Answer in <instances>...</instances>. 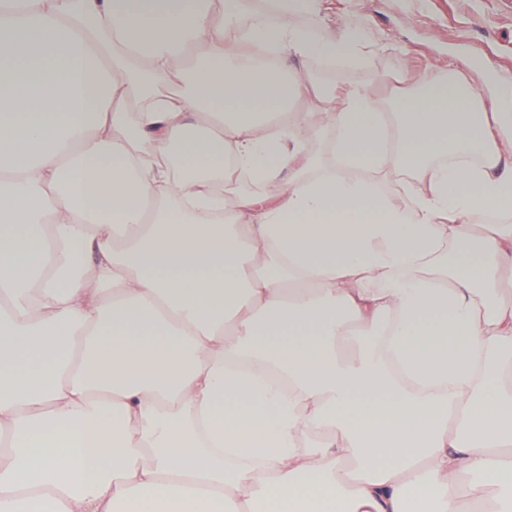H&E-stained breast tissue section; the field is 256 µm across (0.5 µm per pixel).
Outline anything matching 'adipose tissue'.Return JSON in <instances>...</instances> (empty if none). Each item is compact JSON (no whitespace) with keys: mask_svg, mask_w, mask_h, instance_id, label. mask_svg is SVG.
I'll list each match as a JSON object with an SVG mask.
<instances>
[{"mask_svg":"<svg viewBox=\"0 0 512 512\" xmlns=\"http://www.w3.org/2000/svg\"><path fill=\"white\" fill-rule=\"evenodd\" d=\"M323 7L0 0V512H512V114ZM333 139L334 132L328 128H324L316 140L308 141L306 145L307 149L319 159L322 167L324 168L335 165L334 155L331 151V143Z\"/></svg>","mask_w":512,"mask_h":512,"instance_id":"adipose-tissue-1","label":"adipose tissue"}]
</instances>
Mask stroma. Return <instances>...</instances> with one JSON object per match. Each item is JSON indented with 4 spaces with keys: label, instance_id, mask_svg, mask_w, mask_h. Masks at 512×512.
Wrapping results in <instances>:
<instances>
[{
    "label": "stroma",
    "instance_id": "1",
    "mask_svg": "<svg viewBox=\"0 0 512 512\" xmlns=\"http://www.w3.org/2000/svg\"><path fill=\"white\" fill-rule=\"evenodd\" d=\"M322 23L364 34V60L327 70L326 83L366 90L385 109L404 74L439 77L453 58L489 108L512 113V81L493 79L512 70V0H326Z\"/></svg>",
    "mask_w": 512,
    "mask_h": 512
}]
</instances>
